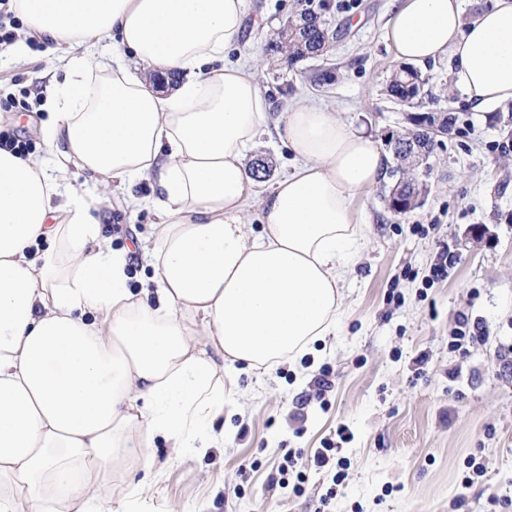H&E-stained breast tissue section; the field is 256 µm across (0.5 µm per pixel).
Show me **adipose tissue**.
<instances>
[{
  "instance_id": "obj_1",
  "label": "adipose tissue",
  "mask_w": 512,
  "mask_h": 512,
  "mask_svg": "<svg viewBox=\"0 0 512 512\" xmlns=\"http://www.w3.org/2000/svg\"><path fill=\"white\" fill-rule=\"evenodd\" d=\"M245 3L15 0L27 37L62 49L40 126L59 167L160 193L140 242L154 277L133 289L130 251L91 204L39 158L0 149V512H106L113 475L155 438L206 443L224 416L216 357L268 369L336 330L340 283L369 240L357 199L390 160L339 108L292 100L276 126L292 169L259 190L244 158L270 102L251 66L224 60ZM395 3L397 59L447 61L475 108L512 100V0L469 19L463 0ZM106 39L108 92L88 81ZM131 58L181 75L175 92L134 78Z\"/></svg>"
}]
</instances>
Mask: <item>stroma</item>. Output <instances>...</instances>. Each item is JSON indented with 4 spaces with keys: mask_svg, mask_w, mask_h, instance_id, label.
I'll return each mask as SVG.
<instances>
[{
    "mask_svg": "<svg viewBox=\"0 0 512 512\" xmlns=\"http://www.w3.org/2000/svg\"><path fill=\"white\" fill-rule=\"evenodd\" d=\"M308 5L343 36L324 61L255 65L271 117L285 102L304 99L339 106L345 121L377 141L400 133L405 109L384 93L399 65L385 38L393 0H247L228 61L260 55L271 30ZM422 72L438 109L457 118L431 159L423 205L394 216L385 181L360 195L371 235L349 265L335 334L297 361L236 373L224 397L223 443L176 455L156 440L153 461H136L129 476L113 479L121 491L129 481L141 484L127 512H313L331 482L326 473L308 471L300 497L271 482L286 450L310 457L340 426L350 438L336 452L345 477L330 512H512V369L500 359L512 348V144L496 121L512 114V101L478 110L457 90L445 100L447 62ZM63 80L48 45L19 55L0 44V103L23 96L30 104L0 107V131H21L51 179L93 201L101 193L95 180L73 163L58 168L54 147L33 127L50 82ZM153 193L142 180L106 194L101 227L115 247L149 235L153 211L131 210L127 201ZM478 225L490 237L468 238ZM445 249L457 259L445 276L433 277ZM463 315L487 329L464 356L448 346ZM325 366L332 386L316 399L314 380ZM473 459L485 474L465 491Z\"/></svg>",
    "mask_w": 512,
    "mask_h": 512,
    "instance_id": "obj_1",
    "label": "stroma"
}]
</instances>
